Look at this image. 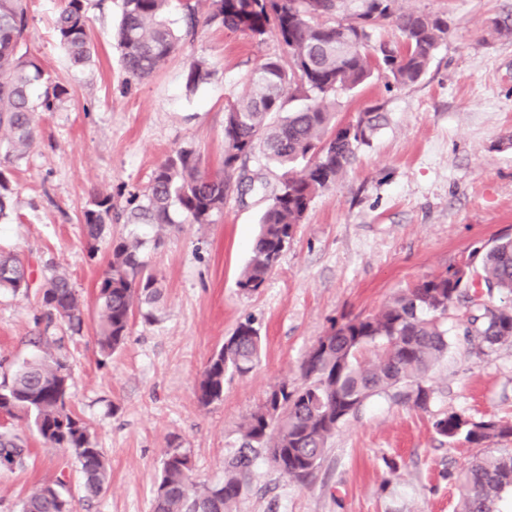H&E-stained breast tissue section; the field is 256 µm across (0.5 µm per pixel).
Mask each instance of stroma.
Segmentation results:
<instances>
[{"label":"stroma","instance_id":"35a3bbf8","mask_svg":"<svg viewBox=\"0 0 512 512\" xmlns=\"http://www.w3.org/2000/svg\"><path fill=\"white\" fill-rule=\"evenodd\" d=\"M97 56L71 66L53 20L60 0H27L29 47L46 75L68 89L39 119L33 147L17 162L0 249L28 265L33 291L0 294V372L45 353L72 368L71 408L83 418L111 470L108 488L86 498L70 450L44 445L26 419L0 417L26 442L24 468L0 469V512H17L35 487L60 479L74 512H152L161 460L170 442L191 458L200 483L224 477V459L242 443L241 425L274 385L304 382L301 365L320 336L346 316L382 308L424 277L465 262L475 247L512 234V38L491 18L512 14V0H398L405 11L441 13L448 39L418 83L388 87L373 78L336 97L346 124L373 104L386 121L346 172L311 201L295 237L258 292L237 285L251 255L268 191L282 170L255 153L239 170L241 185L210 224H115L112 237L137 235L144 260L163 284L153 321L134 316L125 346L101 358L95 286L110 259L84 248L82 212L96 193L117 209L141 194L155 167L190 146L208 173L222 167L224 113L242 96L252 70L282 47L270 34L200 25L194 40L151 77L129 78L114 34L121 0H86ZM211 77L185 88L190 60ZM66 273L85 307L81 334L45 342L34 293L52 271ZM251 319L263 337L246 376L224 382V398L201 405L198 380L237 324ZM448 352L425 380L427 409L387 394L369 398L342 422L306 483L280 475L258 453L240 512H454L450 472L476 448L435 433L456 412L512 422V341L494 349L466 336L461 311L449 312ZM397 471H389L388 461Z\"/></svg>","mask_w":512,"mask_h":512}]
</instances>
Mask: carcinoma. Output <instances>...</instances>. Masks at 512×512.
Wrapping results in <instances>:
<instances>
[{"mask_svg": "<svg viewBox=\"0 0 512 512\" xmlns=\"http://www.w3.org/2000/svg\"><path fill=\"white\" fill-rule=\"evenodd\" d=\"M171 0H122L116 35L125 73L144 79L178 50L183 37L198 25V5L185 0V30L179 33L166 21ZM208 0L206 21L255 35L276 37L280 57L258 64L248 91L226 107L224 160L217 174L200 168L196 151L182 147L153 171L150 185L127 215L129 224L170 226L188 222L211 224L224 210L235 186L236 172L256 149L287 169L263 214L252 257L238 287L256 292L277 265L302 223L313 196L333 184L370 143L385 122L383 106L374 104L356 120L335 124L336 95L357 89L374 72L388 84L405 87L427 73L438 47L448 38V20L438 13L404 12L397 0H358L350 19L359 25L344 33L333 20L338 0ZM391 21L401 34L398 43L375 42L373 32ZM26 0H0V219L11 209L14 193L11 170L35 140L37 115L54 110L68 94L61 82L33 97L31 87L43 71L29 53ZM55 34L73 65L90 62L95 45L89 34L84 0H63L55 20ZM210 71L200 60L188 64L186 90L195 92ZM112 195L93 196L82 213L88 254L112 223ZM137 238L111 240V258L96 288L97 343L109 356L124 346L135 310L146 321L162 296V282L141 259ZM467 263L422 279L398 293L374 314L354 316L331 327L333 335L318 338L306 355L304 384L274 386L265 402L279 407L273 415L258 408L241 425L242 444L224 461V479L199 486L192 477L188 453L168 448L161 461L152 512H238L245 478L254 452L264 449L269 461L286 477L305 482L325 453L338 426L369 398L402 388V401L426 409L431 391L423 380L447 353L448 311L465 306L467 332L488 347L512 340V305L497 297L512 295V236L473 250ZM28 267L17 257L0 254V291L26 294ZM41 319L49 328L57 323L72 334L82 332L85 310L69 277L54 272L40 288ZM262 336L251 320L238 324L224 337L205 367L197 387L201 405L224 398L227 375L249 373L257 360ZM371 349L375 359L358 358ZM71 368L63 358L49 355L28 361L0 380V414L32 420L37 435L52 447L68 448L82 475L83 492L94 497L109 483L110 467L92 441L87 423L70 408ZM435 432L461 439L474 448L512 437V424L500 420L473 421L452 412L433 423ZM28 449L15 436L0 433V469L23 464ZM457 512H490L502 495L512 491V448L477 456L455 475ZM62 480L44 482L20 502L19 512H72Z\"/></svg>", "mask_w": 512, "mask_h": 512, "instance_id": "obj_1", "label": "carcinoma"}]
</instances>
